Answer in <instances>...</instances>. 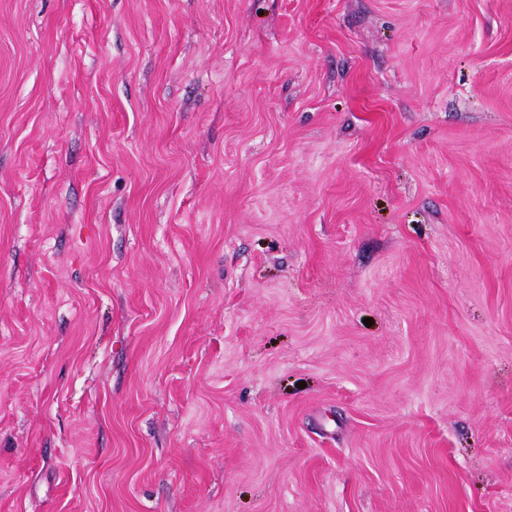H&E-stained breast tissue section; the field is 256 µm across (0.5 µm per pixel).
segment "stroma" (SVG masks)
Instances as JSON below:
<instances>
[{
	"label": "stroma",
	"mask_w": 512,
	"mask_h": 512,
	"mask_svg": "<svg viewBox=\"0 0 512 512\" xmlns=\"http://www.w3.org/2000/svg\"><path fill=\"white\" fill-rule=\"evenodd\" d=\"M0 512H512V0H0Z\"/></svg>",
	"instance_id": "1"
}]
</instances>
